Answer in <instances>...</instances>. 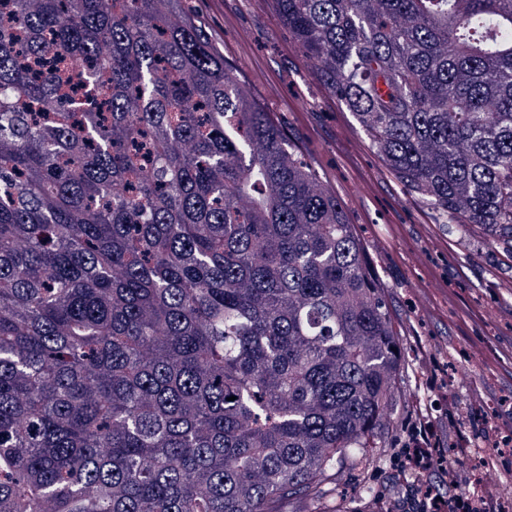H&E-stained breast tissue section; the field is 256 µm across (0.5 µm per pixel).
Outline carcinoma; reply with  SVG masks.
<instances>
[{"mask_svg": "<svg viewBox=\"0 0 512 512\" xmlns=\"http://www.w3.org/2000/svg\"><path fill=\"white\" fill-rule=\"evenodd\" d=\"M180 2L0 0V512H282L398 414L352 224ZM275 2L404 186L512 248V0Z\"/></svg>", "mask_w": 512, "mask_h": 512, "instance_id": "obj_1", "label": "carcinoma"}]
</instances>
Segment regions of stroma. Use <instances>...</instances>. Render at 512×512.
<instances>
[{
    "label": "stroma",
    "mask_w": 512,
    "mask_h": 512,
    "mask_svg": "<svg viewBox=\"0 0 512 512\" xmlns=\"http://www.w3.org/2000/svg\"><path fill=\"white\" fill-rule=\"evenodd\" d=\"M211 44L288 134L346 212L383 291L406 364L394 432L369 465L342 471L321 512H417L405 455L432 431L453 476L512 512V252L482 229L462 236L405 189L281 25L274 0H182ZM508 438L489 455L486 434Z\"/></svg>",
    "instance_id": "1"
}]
</instances>
